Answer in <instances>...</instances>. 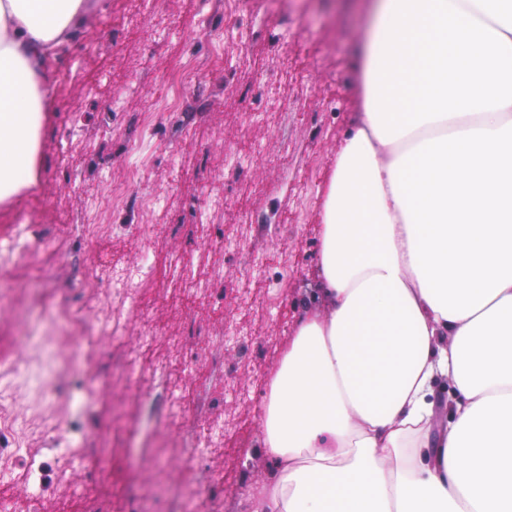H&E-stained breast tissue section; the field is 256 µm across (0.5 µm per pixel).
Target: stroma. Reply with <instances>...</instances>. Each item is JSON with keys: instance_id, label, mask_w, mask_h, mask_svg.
<instances>
[{"instance_id": "stroma-1", "label": "stroma", "mask_w": 512, "mask_h": 512, "mask_svg": "<svg viewBox=\"0 0 512 512\" xmlns=\"http://www.w3.org/2000/svg\"><path fill=\"white\" fill-rule=\"evenodd\" d=\"M168 25H153L149 0H105L79 37L48 62L54 73L42 114L31 182L0 202V239L16 235L17 218L32 214L37 228L76 221L93 202L123 186L111 229L95 244L79 232L62 254L44 260L57 290L30 322L49 324V350L60 371L56 401L40 397L32 366L38 353L20 348L22 327L0 308V385L9 390L4 412L18 428L30 458L48 448L67 460L58 491L43 512H81L82 495L128 499L143 512L141 493L156 473L143 449L170 444L169 429L150 431L148 417L166 397L157 367L177 354L188 364L181 380L203 400L224 404L217 448L203 451L221 490L222 512H239L250 484L264 480L269 461L257 453L261 403L271 373L294 334L301 302L317 285L320 214L342 141L359 109L356 47L368 21L364 0H292L286 14H234L224 0H165ZM198 79L178 111L158 105L170 96L169 78L186 62ZM152 115L151 125L142 118ZM240 159L238 169L226 159ZM210 226L202 238L199 224ZM150 225L140 233L138 225ZM116 267L151 259L155 272L135 288L144 311L128 310L119 339L97 337L72 357L66 334L76 314L94 319L103 278L101 255ZM83 265L73 278L69 257ZM191 276L208 281L224 268L221 289L197 299L183 295L169 274L173 257ZM248 296V304L237 301ZM256 336L258 352L224 344V361L204 352V336L226 328ZM157 339L147 352L144 329ZM135 356L146 390L124 384L115 364ZM98 362L87 410L92 444L73 431L85 357ZM21 371H14V364Z\"/></svg>"}]
</instances>
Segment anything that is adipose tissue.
I'll list each match as a JSON object with an SVG mask.
<instances>
[{"label": "adipose tissue", "instance_id": "ef3b65f1", "mask_svg": "<svg viewBox=\"0 0 512 512\" xmlns=\"http://www.w3.org/2000/svg\"><path fill=\"white\" fill-rule=\"evenodd\" d=\"M100 6L0 0V200L31 178L47 59ZM358 75L239 508L512 512V0H370Z\"/></svg>", "mask_w": 512, "mask_h": 512}]
</instances>
